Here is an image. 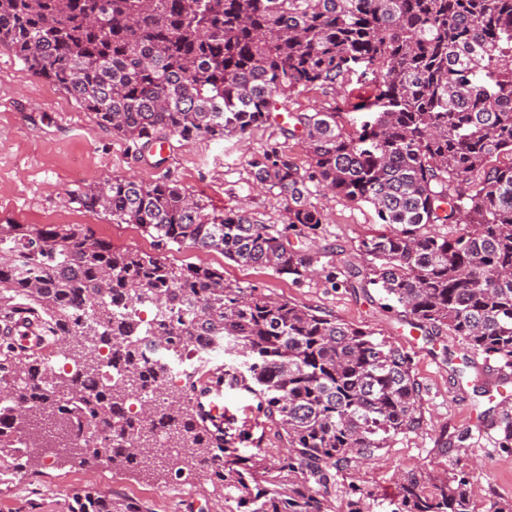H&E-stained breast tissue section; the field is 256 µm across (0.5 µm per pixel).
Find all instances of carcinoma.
I'll return each mask as SVG.
<instances>
[{"label": "carcinoma", "instance_id": "cac0c4a2", "mask_svg": "<svg viewBox=\"0 0 512 512\" xmlns=\"http://www.w3.org/2000/svg\"><path fill=\"white\" fill-rule=\"evenodd\" d=\"M0 47L50 81L138 153L170 136L221 141L270 122L294 95L364 67L373 119L349 132L331 108L292 115L309 167L277 145L250 163L287 203L288 223L256 224L239 208L217 217L164 177L115 178L71 197L157 244L216 249L295 281L320 262L292 244L327 223L308 183L373 205L390 232L364 243L381 261L368 283L404 321L448 329L512 370V0H0ZM454 226L450 236L426 231ZM125 301L149 312L121 313ZM29 337V344L20 337ZM165 350L140 361L144 339ZM197 336L241 358L224 371L251 385L288 443L258 479L194 409L198 371L170 384ZM109 352L116 373L93 379ZM62 358L71 370L54 373ZM146 400L128 414L130 400ZM421 384L404 348L368 329L241 288L209 266L115 248L78 224L0 220V461L9 471L42 448L84 466L201 469L241 491L238 512H327L336 474L373 459L389 438L423 425ZM31 447L15 446V437ZM163 439L165 447L157 446ZM470 477L425 491L409 472L398 512H474ZM70 512H141L89 491Z\"/></svg>", "mask_w": 512, "mask_h": 512}]
</instances>
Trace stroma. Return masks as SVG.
<instances>
[{
	"instance_id": "1",
	"label": "stroma",
	"mask_w": 512,
	"mask_h": 512,
	"mask_svg": "<svg viewBox=\"0 0 512 512\" xmlns=\"http://www.w3.org/2000/svg\"><path fill=\"white\" fill-rule=\"evenodd\" d=\"M356 80L315 88L292 97L288 108L310 112L336 106L348 130L359 129L363 113L352 111ZM278 142L300 166L309 163L302 136L291 135L284 125L269 123L241 137L223 141L206 138L184 143L169 138L165 150L141 155L98 125L93 115L54 84L29 71L8 50L0 48V214H18L27 224H79L95 237L119 248L154 252L153 239L128 224H114L101 214L71 202V193L106 179L136 177L150 181L164 177L204 199L222 214L227 208H244L258 224L287 222L286 203L274 192L258 189L252 182L249 163L268 143ZM314 203L330 216L316 239L295 238L298 246L312 248L320 263L334 266L336 284L315 273L292 281L263 268L241 267L225 260L217 250L188 245L166 251L176 264L211 266L224 272L231 284L253 285L265 293L322 311L345 322L375 332L404 347L423 390L420 429L389 439L377 460L353 463L339 475L328 502V512H343L349 485L368 493L369 512H394L397 480L406 471L424 472L436 480L452 471L471 477V500L483 512L490 495L512 500V447H503L498 427L512 409L481 396L484 383L495 377L496 365L467 346L448 330L428 335L405 324L398 310L382 308L378 289L365 286L371 261L362 243L378 232L372 204L351 202L336 194H316ZM469 358L472 367L462 382L450 377L449 361ZM219 402L224 419L218 430L229 447L249 455L263 448L261 467H270L288 445L263 414L258 398L239 386H225ZM488 430L478 433V422ZM448 434V450L440 452V432ZM24 483L11 475L0 476V512H69V497L77 489H93L115 499L137 500L143 512H236L237 492L214 487L202 472L178 481H155L137 472L113 469L101 462L95 469L78 462L41 457Z\"/></svg>"
}]
</instances>
